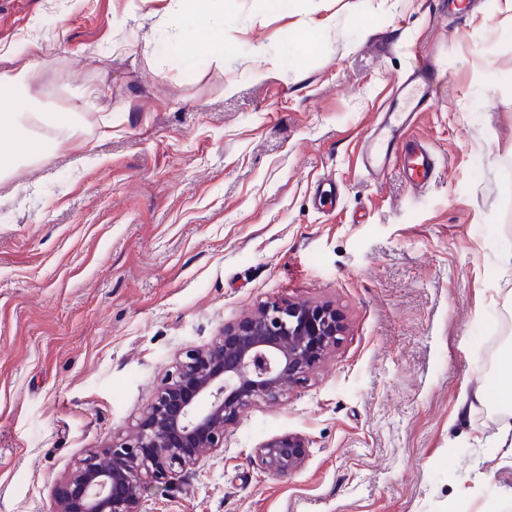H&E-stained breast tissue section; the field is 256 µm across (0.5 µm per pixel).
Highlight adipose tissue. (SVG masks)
I'll return each instance as SVG.
<instances>
[{
  "label": "adipose tissue",
  "mask_w": 512,
  "mask_h": 512,
  "mask_svg": "<svg viewBox=\"0 0 512 512\" xmlns=\"http://www.w3.org/2000/svg\"><path fill=\"white\" fill-rule=\"evenodd\" d=\"M39 49V42H31L27 60L0 72V180L34 164L46 148L77 143L85 125L81 106L63 112L27 108L22 92L40 71Z\"/></svg>",
  "instance_id": "ef3b65f1"
}]
</instances>
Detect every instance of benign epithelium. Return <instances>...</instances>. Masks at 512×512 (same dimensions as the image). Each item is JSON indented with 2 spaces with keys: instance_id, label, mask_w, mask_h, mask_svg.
<instances>
[{
  "instance_id": "obj_1",
  "label": "benign epithelium",
  "mask_w": 512,
  "mask_h": 512,
  "mask_svg": "<svg viewBox=\"0 0 512 512\" xmlns=\"http://www.w3.org/2000/svg\"><path fill=\"white\" fill-rule=\"evenodd\" d=\"M345 326L328 305L267 301L213 343L191 348L156 388L136 430L91 450L55 489L52 512H142V473L158 483L224 447L250 406L275 403L335 348ZM305 455L293 435L260 448L262 465L285 476Z\"/></svg>"
}]
</instances>
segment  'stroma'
<instances>
[{
  "mask_svg": "<svg viewBox=\"0 0 512 512\" xmlns=\"http://www.w3.org/2000/svg\"><path fill=\"white\" fill-rule=\"evenodd\" d=\"M211 17L223 44L170 0H0V58L42 44L54 86L33 97L98 93L81 147L48 150L28 188L0 181V512H49L184 349L267 300L331 303L345 333L223 448L145 481L143 512H512L503 413L461 402L512 356V0ZM411 73L434 106L409 131L439 158L418 196L359 163ZM288 434L306 453L278 476L258 452Z\"/></svg>",
  "mask_w": 512,
  "mask_h": 512,
  "instance_id": "1",
  "label": "stroma"
}]
</instances>
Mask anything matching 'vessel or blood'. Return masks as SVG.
I'll return each instance as SVG.
<instances>
[{"label":"vessel or blood","instance_id":"obj_1","mask_svg":"<svg viewBox=\"0 0 512 512\" xmlns=\"http://www.w3.org/2000/svg\"><path fill=\"white\" fill-rule=\"evenodd\" d=\"M428 101L427 91L416 79L398 81L393 105L383 113L365 141L361 166L369 175L381 177L396 168L412 190L428 186L436 172L435 153L423 139L404 134L407 124L425 111Z\"/></svg>","mask_w":512,"mask_h":512}]
</instances>
